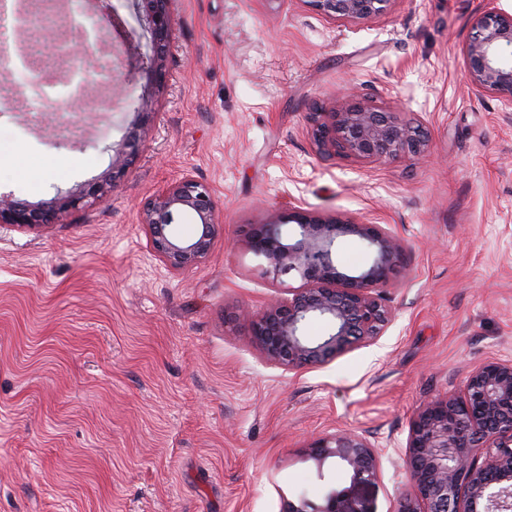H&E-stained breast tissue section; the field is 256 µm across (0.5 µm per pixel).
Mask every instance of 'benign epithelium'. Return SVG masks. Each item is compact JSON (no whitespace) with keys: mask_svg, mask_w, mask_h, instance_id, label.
<instances>
[{"mask_svg":"<svg viewBox=\"0 0 512 512\" xmlns=\"http://www.w3.org/2000/svg\"><path fill=\"white\" fill-rule=\"evenodd\" d=\"M322 15L341 22H358L384 13L394 0H305ZM171 0H137L150 25L153 44L151 74L157 89L167 83L165 55L173 17ZM76 33L79 44L61 55L64 65L77 59L72 71L81 87L90 83V69L112 73L98 22L55 21L57 31ZM465 71L472 89L492 94L512 105V9L501 0H487L472 17L463 47ZM318 149L365 163H381L402 155L422 156L428 139L421 128L377 105L368 94L350 93L329 112L309 113ZM135 161L132 152L118 151L111 167L86 192L58 193L40 204L0 194V227L37 228L56 224L63 213L90 201L104 200ZM190 213L195 232L182 237L176 219ZM140 223L152 251L171 271L196 267L207 256L220 226V214L209 187L191 178L171 183L142 206ZM355 236L366 246L365 267L348 271L336 263L333 247L341 236ZM247 250L263 262L265 275L302 281L286 288L288 297L259 310H241L250 336L265 363L288 373L325 364L353 345L374 343L394 318L385 290L406 266V246L385 224H367L326 217L298 207L277 213L254 226ZM327 322V336L312 340L306 325ZM405 465L412 490L402 494L398 512H512V360L491 358L465 378L457 392L434 397L419 406L410 426ZM317 463L339 459L353 480L378 478L388 449L355 430L341 429L308 446ZM287 512H355L342 492L332 491L316 504L301 496L288 502Z\"/></svg>","mask_w":512,"mask_h":512,"instance_id":"obj_1","label":"benign epithelium"}]
</instances>
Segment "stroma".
Returning <instances> with one entry per match:
<instances>
[{
  "instance_id": "obj_1",
  "label": "stroma",
  "mask_w": 512,
  "mask_h": 512,
  "mask_svg": "<svg viewBox=\"0 0 512 512\" xmlns=\"http://www.w3.org/2000/svg\"><path fill=\"white\" fill-rule=\"evenodd\" d=\"M79 6L112 80L93 108L64 112L16 96L24 67L0 81V193L81 191L145 131L106 202L0 228V512H286L332 489L397 512L416 409L512 359V108L468 85L461 52L483 0H393L360 22L304 0H172L161 90L135 0ZM353 87L421 124L428 152L319 153L308 112ZM186 176L211 189L222 226L174 274L139 210ZM293 205L389 225L408 252L378 343L298 374L262 361L234 318L274 291L245 247L251 226ZM339 428L388 446L377 480L309 457Z\"/></svg>"
}]
</instances>
